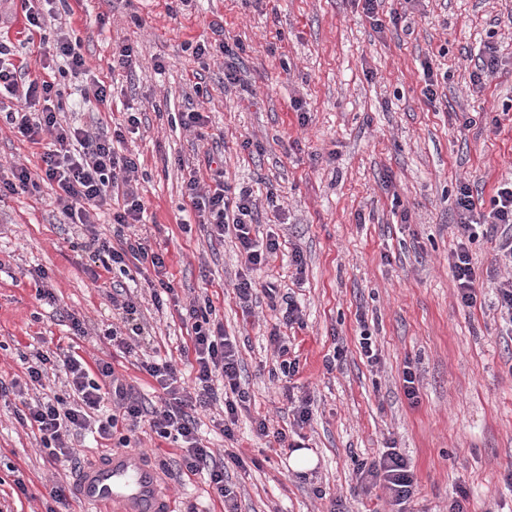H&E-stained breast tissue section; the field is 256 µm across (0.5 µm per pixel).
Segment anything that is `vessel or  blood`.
<instances>
[{
	"label": "vessel or blood",
	"mask_w": 512,
	"mask_h": 512,
	"mask_svg": "<svg viewBox=\"0 0 512 512\" xmlns=\"http://www.w3.org/2000/svg\"><path fill=\"white\" fill-rule=\"evenodd\" d=\"M76 494L87 512H169L159 474L147 457L116 451L83 466L75 478Z\"/></svg>",
	"instance_id": "obj_1"
}]
</instances>
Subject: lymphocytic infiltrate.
<instances>
[{
	"label": "lymphocytic infiltrate",
	"mask_w": 512,
	"mask_h": 512,
	"mask_svg": "<svg viewBox=\"0 0 512 512\" xmlns=\"http://www.w3.org/2000/svg\"><path fill=\"white\" fill-rule=\"evenodd\" d=\"M6 53L0 45V113L22 138L43 144L40 159L44 177L35 179L26 166L17 165L12 167L10 179L0 180V189L32 194L39 191L41 181L55 184L57 209L64 223L83 230L93 250V263L104 271L122 273L128 272L133 261L151 264L161 276L158 288L151 291V300L155 307H163L165 296L173 295L175 288L164 279L163 253L155 251L148 238L136 231L146 212L136 178L140 162L138 157L118 153L114 148L115 143L123 142L125 134L138 130L137 113H127L123 126L111 131L92 133L61 123L50 106L51 100L63 97L60 84L46 79L38 70L14 64ZM210 180V185H202L197 172H190L185 183L187 207L199 223L208 226L211 237L220 239L230 232L238 241L244 270L236 276L233 293L243 316L248 317L258 297L274 294L269 287L258 289L253 273L266 264L269 255L277 253L281 244L272 235L262 242L253 238L258 204L250 190L233 188L220 169L212 171ZM115 192L120 193L122 203L112 214L114 236L108 239L95 227L97 208ZM454 205L457 236L448 264L461 304L470 307L476 301V273L469 252L476 236V202L469 183L459 185ZM486 224L489 235L497 239L495 261L506 272L497 289V302L502 316L512 322V182L497 188ZM112 305L119 311L121 323L112 327L107 337L121 353H134L133 340L144 333L139 322L140 304L126 295L113 300ZM214 314L215 308L207 297L194 299L186 308L195 362L193 383H185L176 360L149 357L138 363V370L161 391L156 405H146L134 395L111 362L85 358L72 348L59 353H30L24 359L25 381L13 382L8 388L1 386L0 394L10 391L20 396L18 423L37 431L48 457L62 465L71 462L75 455L72 440L83 433L97 434L101 440L126 448L141 424H149L158 437L175 444L186 473L208 476L210 487L224 504V512H238V502L224 483V473L231 464L245 468L244 459L229 449L216 455L198 437L200 412L220 402L224 410L213 425L225 439L234 440L238 414L249 401L240 383L237 342L226 336L223 323L216 321ZM59 365L65 370L70 398L37 395L49 370ZM356 475L361 489L381 486L398 503L414 493V472L403 454L393 447L378 458L359 463Z\"/></svg>",
	"instance_id": "1"
}]
</instances>
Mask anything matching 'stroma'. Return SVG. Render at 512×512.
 I'll return each instance as SVG.
<instances>
[{
	"label": "stroma",
	"instance_id": "35a3bbf8",
	"mask_svg": "<svg viewBox=\"0 0 512 512\" xmlns=\"http://www.w3.org/2000/svg\"><path fill=\"white\" fill-rule=\"evenodd\" d=\"M54 10L41 53L28 45L16 6L0 43L13 62L50 66L66 88L60 112L70 124L112 127L127 106L142 109L143 123L122 149L138 157L144 174L147 220L138 230L164 253L179 301L155 308L139 273L92 280L79 228L62 223L56 209L55 185L0 194V384L22 375L19 355L29 347L75 342L81 355L112 362L151 401L150 380L105 337L113 284L141 298L148 334L140 345L164 358L179 357L189 341L181 305L206 295L237 339L241 386L251 398L234 450L252 464L228 478L238 512H331L337 500L344 512H448L462 489L467 512H512V325L497 304L504 272L494 241L478 236L470 246L477 301L466 307L448 266L459 184L477 187L476 208L486 213L496 188L512 181V0H383L381 18L396 10L407 22L381 33L358 0H56ZM217 25L242 47L239 86L225 87L222 55H193L197 43L215 42ZM61 30L78 40L91 76L71 74L56 57ZM125 44L136 64L113 68L112 53ZM489 45L497 71L478 88L471 73ZM427 65L441 77L432 102L423 94ZM98 81L111 91L103 102L94 95ZM295 98L303 103L298 113ZM189 108L209 117L199 149L176 123ZM209 152L232 186L261 200L278 194L281 216L265 210L252 234H278L283 245L253 277L293 296L303 311L302 326L288 332L298 361L291 381L271 375L268 336L282 304L262 301L246 318L235 300L237 240L181 225L185 177L195 168L209 178ZM15 164L39 173L40 149L0 123V177L10 178ZM296 247L301 274L291 262ZM38 266L51 277L55 303L36 298L29 272ZM74 316L88 328L78 340ZM364 332L378 351L373 365L359 346ZM337 346L342 356L326 367ZM407 368L417 377L414 404L403 388ZM290 393L310 401L300 435L317 464L305 473L252 431L259 416L290 428ZM16 406L14 396L0 397V512H45L46 484L73 482L101 451L81 448L76 461L56 466L17 422ZM390 446L408 458L417 480L401 505L381 490L357 488L358 463ZM131 448L161 465L173 512L192 505L224 512L206 477L180 473L172 443L142 432ZM18 478L26 492L16 490Z\"/></svg>",
	"mask_w": 512,
	"mask_h": 512
}]
</instances>
